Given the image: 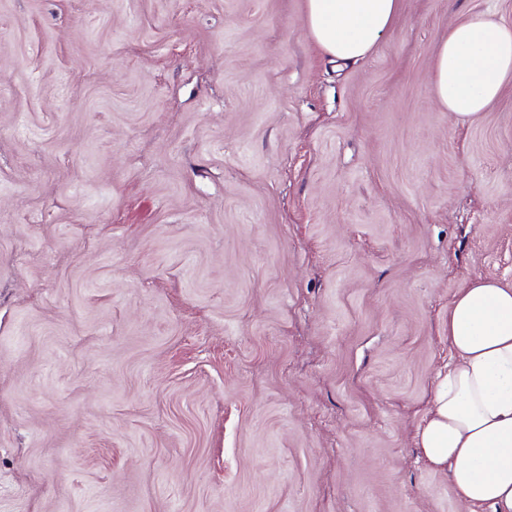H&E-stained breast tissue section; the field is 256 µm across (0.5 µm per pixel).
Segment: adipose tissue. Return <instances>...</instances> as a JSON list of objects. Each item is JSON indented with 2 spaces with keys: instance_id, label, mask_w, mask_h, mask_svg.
Wrapping results in <instances>:
<instances>
[{
  "instance_id": "adipose-tissue-1",
  "label": "adipose tissue",
  "mask_w": 512,
  "mask_h": 512,
  "mask_svg": "<svg viewBox=\"0 0 512 512\" xmlns=\"http://www.w3.org/2000/svg\"><path fill=\"white\" fill-rule=\"evenodd\" d=\"M400 0H305L307 31L339 61L365 59ZM512 77V26L474 12L448 27L433 59L432 90L445 111L480 117ZM453 361L438 375L416 444L447 472L458 498L481 512H512V284L479 278L448 310Z\"/></svg>"
}]
</instances>
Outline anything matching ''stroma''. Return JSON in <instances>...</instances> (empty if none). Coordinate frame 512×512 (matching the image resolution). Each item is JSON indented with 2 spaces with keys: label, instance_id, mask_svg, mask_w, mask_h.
Masks as SVG:
<instances>
[{
  "label": "stroma",
  "instance_id": "1",
  "mask_svg": "<svg viewBox=\"0 0 512 512\" xmlns=\"http://www.w3.org/2000/svg\"><path fill=\"white\" fill-rule=\"evenodd\" d=\"M401 0H0V512H472L415 434L448 307L512 284V79L435 99ZM400 0H305L308 34L338 61L365 59L391 27Z\"/></svg>",
  "mask_w": 512,
  "mask_h": 512
}]
</instances>
